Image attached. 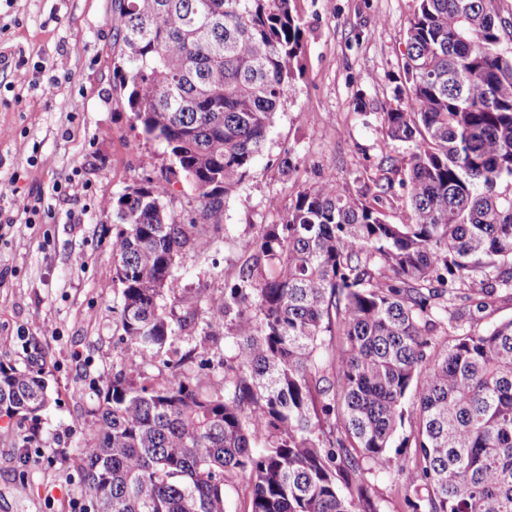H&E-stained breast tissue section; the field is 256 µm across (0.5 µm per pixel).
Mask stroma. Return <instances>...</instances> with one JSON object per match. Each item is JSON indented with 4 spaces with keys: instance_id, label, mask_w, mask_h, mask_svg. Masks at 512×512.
Here are the masks:
<instances>
[{
    "instance_id": "stroma-1",
    "label": "stroma",
    "mask_w": 512,
    "mask_h": 512,
    "mask_svg": "<svg viewBox=\"0 0 512 512\" xmlns=\"http://www.w3.org/2000/svg\"><path fill=\"white\" fill-rule=\"evenodd\" d=\"M418 0H296L305 27L302 70L270 128L262 154L214 216L221 232L205 255L176 267L175 316L219 293L242 260L239 239L279 223L298 192L335 172L356 191L382 158L409 163L408 144L381 120L396 106L394 79ZM112 0H0V361L38 360L52 391L38 418L0 416V512H82L85 488L73 460L79 420L99 404L113 356L121 290L112 283L113 197L169 166L164 146L134 127L112 81ZM291 153L295 168L278 159ZM151 157L143 166L142 157ZM36 205L27 217L14 196ZM277 208H269V199ZM169 213L202 224L203 203L184 179L169 187ZM398 466L363 474L382 512H404L413 449Z\"/></svg>"
}]
</instances>
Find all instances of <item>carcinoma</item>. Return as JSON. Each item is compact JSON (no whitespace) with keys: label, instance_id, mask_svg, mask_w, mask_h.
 Wrapping results in <instances>:
<instances>
[{"label":"carcinoma","instance_id":"carcinoma-1","mask_svg":"<svg viewBox=\"0 0 512 512\" xmlns=\"http://www.w3.org/2000/svg\"><path fill=\"white\" fill-rule=\"evenodd\" d=\"M294 4L112 0L113 82L171 164L112 199L114 351L134 369L104 381L84 422L83 512H226L234 478L249 512H381L366 487L344 488L393 469L408 400L406 512H512V317L476 331L456 308L484 312L512 292V12L500 0H419L409 23L405 102L381 113L412 147L405 222L380 206L390 158L356 192L328 172L280 223L239 240L244 261L207 317L164 304L180 301V256L206 254L220 230L177 223L168 185L189 180L212 215L248 176L298 69ZM190 328L199 348L171 359ZM221 334L233 352L216 384L205 341ZM48 399L37 363L0 362V412L35 418Z\"/></svg>","mask_w":512,"mask_h":512}]
</instances>
